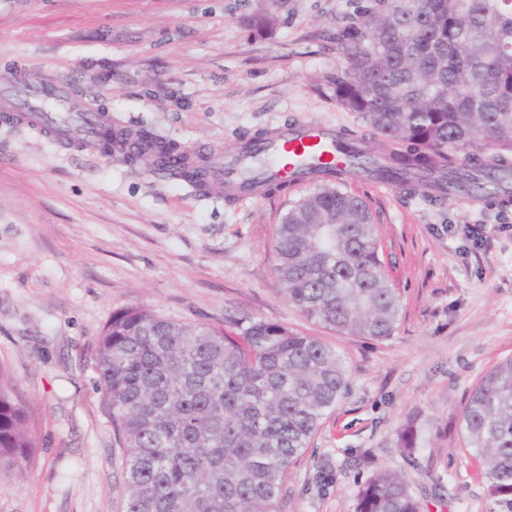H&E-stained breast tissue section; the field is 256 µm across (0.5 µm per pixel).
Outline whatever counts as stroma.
<instances>
[{
  "mask_svg": "<svg viewBox=\"0 0 512 512\" xmlns=\"http://www.w3.org/2000/svg\"><path fill=\"white\" fill-rule=\"evenodd\" d=\"M362 0H0V366L39 443L0 474V512H120L112 425L96 380L98 339L139 306L224 328L253 316L334 347L349 388L289 468L280 512H353L376 469L444 487L427 512H486L487 484L462 437L469 393L512 358V204L435 203L359 177L379 255L400 298L393 334L368 339L308 320L274 272L282 216L316 185L224 199L121 155L55 141L16 121L11 82L64 78L70 98L130 133L212 153L298 121L363 132L329 82L336 30ZM272 5L271 27L254 16ZM415 419L419 447L396 444Z\"/></svg>",
  "mask_w": 512,
  "mask_h": 512,
  "instance_id": "stroma-1",
  "label": "stroma"
}]
</instances>
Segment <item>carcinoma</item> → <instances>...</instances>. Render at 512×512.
Returning <instances> with one entry per match:
<instances>
[{"label":"carcinoma","mask_w":512,"mask_h":512,"mask_svg":"<svg viewBox=\"0 0 512 512\" xmlns=\"http://www.w3.org/2000/svg\"><path fill=\"white\" fill-rule=\"evenodd\" d=\"M336 41V102L368 133H340L345 165L321 168L322 184L283 216L275 274L306 318L384 339L400 299L366 202L341 184L357 174L435 203L512 202V0H367ZM370 135L388 148L374 153ZM127 141L101 125L105 153ZM136 141L130 163L195 188L219 176L148 131ZM98 346V383L123 449V512H279L288 468L348 387L336 349L251 316L222 330L128 306ZM460 425L485 467L487 512H512V358L472 390ZM35 448L28 408L0 368V470L22 471ZM354 512L425 508L404 477L379 469Z\"/></svg>","instance_id":"obj_1"}]
</instances>
